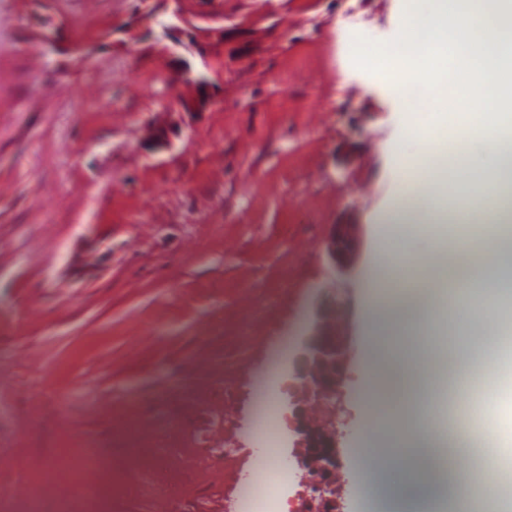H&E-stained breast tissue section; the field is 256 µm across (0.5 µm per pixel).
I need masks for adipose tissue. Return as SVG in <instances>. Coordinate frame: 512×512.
Masks as SVG:
<instances>
[{"label": "adipose tissue", "mask_w": 512, "mask_h": 512, "mask_svg": "<svg viewBox=\"0 0 512 512\" xmlns=\"http://www.w3.org/2000/svg\"><path fill=\"white\" fill-rule=\"evenodd\" d=\"M402 37L376 49H356L366 68L384 66L400 87L422 88L431 112L414 113L407 132L418 135L424 153L403 162L420 193L414 206L391 203L380 221L389 232L380 253L393 263L379 279L400 282L394 301L382 300L377 281L369 280L364 303L370 342L366 360L379 369L390 388L414 402L419 373L412 344L423 322L448 309V283L466 285L473 307L501 310L500 318L474 330L464 322L453 347L462 363L488 361L491 352L512 336V109L500 105L512 92V0H408ZM466 65L467 100L463 112L449 117L448 94L456 85L449 61ZM485 217L479 234L463 239L477 263L451 271L439 265L448 248V227L472 209ZM429 237L433 256L413 261L406 238Z\"/></svg>", "instance_id": "ef3b65f1"}]
</instances>
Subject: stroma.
Instances as JSON below:
<instances>
[{"label":"stroma","instance_id":"obj_1","mask_svg":"<svg viewBox=\"0 0 512 512\" xmlns=\"http://www.w3.org/2000/svg\"><path fill=\"white\" fill-rule=\"evenodd\" d=\"M154 7L152 32L135 20ZM204 24L221 11L224 72L215 106L168 111L175 46L164 0H0V512L78 439L100 451L96 496L57 512H224L257 468L246 443L256 372L276 365L278 407L315 398L289 374L330 274L331 225L361 246L337 276L349 358L333 422L343 512H409L431 486L406 457L366 471L359 448L368 325L362 283L403 190L398 160L418 153L410 107L347 55L348 42L395 41L404 0H180ZM168 139L144 146L147 130ZM264 320L238 344L252 306ZM233 398H225V389ZM512 365L445 407L493 429L498 470L473 454L455 467L485 491L512 476ZM177 490L163 494L156 473Z\"/></svg>","mask_w":512,"mask_h":512}]
</instances>
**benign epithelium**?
Returning <instances> with one entry per match:
<instances>
[{
	"mask_svg": "<svg viewBox=\"0 0 512 512\" xmlns=\"http://www.w3.org/2000/svg\"><path fill=\"white\" fill-rule=\"evenodd\" d=\"M172 17L174 22L169 24L166 30L175 33L173 42L179 44L184 38L191 40L201 59L210 60L217 49L224 45V26L196 27L189 34L186 31L188 22L182 13L175 9ZM171 76L186 88V93L176 102L177 111L203 112L214 104L212 81L192 71L186 62L176 60ZM325 252L333 262L355 257L356 240L351 236L350 225L333 226L325 242ZM333 287L335 284L332 281L324 285L320 301L311 310L296 361L297 374L307 380L316 398L330 405L336 402V393L342 385L341 368L344 359L341 345L325 331L326 320L336 307V298L331 293ZM294 419L295 431L301 434L304 440L303 448L295 455L297 463L311 467L328 477L319 490V495L311 499L304 512H324L326 505L331 503L324 493L328 491L330 479L334 478L338 465L336 433L334 428L329 426L311 427L297 414L294 415Z\"/></svg>",
	"mask_w": 512,
	"mask_h": 512,
	"instance_id": "obj_1",
	"label": "benign epithelium"
}]
</instances>
